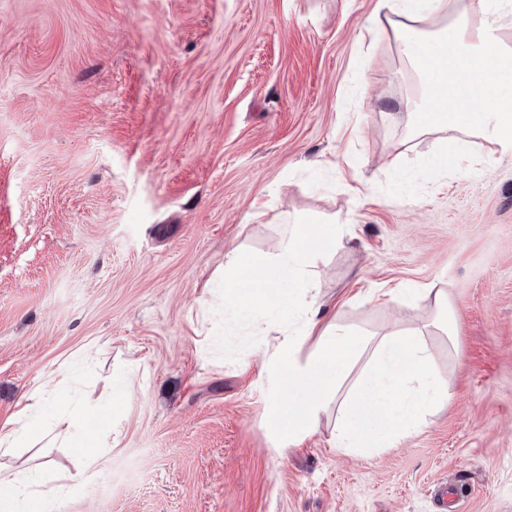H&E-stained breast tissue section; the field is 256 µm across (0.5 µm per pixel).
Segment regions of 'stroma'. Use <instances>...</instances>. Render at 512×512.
I'll use <instances>...</instances> for the list:
<instances>
[{"mask_svg":"<svg viewBox=\"0 0 512 512\" xmlns=\"http://www.w3.org/2000/svg\"><path fill=\"white\" fill-rule=\"evenodd\" d=\"M375 2L0 0V424L68 374L50 434L0 463L74 474L104 445L58 512H437L446 479L460 512H512V146L429 173ZM286 224L353 230L310 269L322 322L408 331L429 302L362 292L450 294L457 352L429 343L451 397L380 454L337 453L332 411L272 425L276 338L212 286Z\"/></svg>","mask_w":512,"mask_h":512,"instance_id":"stroma-1","label":"stroma"}]
</instances>
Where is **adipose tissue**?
<instances>
[{
  "label": "adipose tissue",
  "instance_id": "obj_1",
  "mask_svg": "<svg viewBox=\"0 0 512 512\" xmlns=\"http://www.w3.org/2000/svg\"><path fill=\"white\" fill-rule=\"evenodd\" d=\"M374 17L391 21L398 52L418 82L419 93L408 103L416 131L441 136L437 170L458 167L468 138L512 142V46L501 37L512 20V0H377ZM481 69L490 71L488 80H478ZM344 236L341 230L326 234L316 227H287L274 262L234 254L227 262L224 303L247 315L264 311V319L253 322L258 336L267 335L284 314L305 315L301 333L282 335L268 351L270 361L287 371L278 388L279 411L295 435L314 431L321 414L335 406L336 450L364 455L394 447L421 430L427 414L445 406L448 382L426 336L440 332L453 350L458 333L447 291L431 284L402 285L375 297L382 305L401 296L412 305L431 299L428 324L411 331L360 336L338 322L319 325L321 305L310 292L307 269ZM280 281L289 282L292 291L287 298L271 299L267 290ZM307 340L313 351L302 363L297 351ZM52 395L41 386L0 426L1 454L14 453L43 433L36 418ZM86 445L83 470L56 472L53 484H45L40 470L31 467L1 476L0 512H56L76 483L90 482L99 470L94 440Z\"/></svg>",
  "mask_w": 512,
  "mask_h": 512
}]
</instances>
